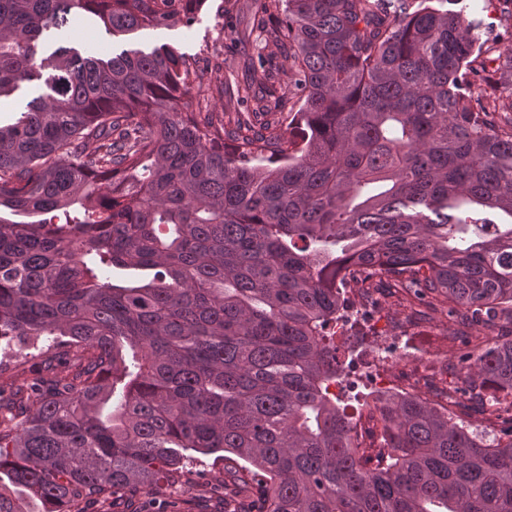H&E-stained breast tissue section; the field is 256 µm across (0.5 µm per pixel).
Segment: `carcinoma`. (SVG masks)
<instances>
[{
	"label": "carcinoma",
	"instance_id": "carcinoma-1",
	"mask_svg": "<svg viewBox=\"0 0 512 512\" xmlns=\"http://www.w3.org/2000/svg\"><path fill=\"white\" fill-rule=\"evenodd\" d=\"M205 2L0 0V99L48 87L0 124V209L38 217L0 216V343L82 352L0 399V512L162 496L190 451L245 462L224 512L254 485L250 512H512V431L391 393L369 453L332 391L349 279L481 327L464 383L512 396V56L484 76L512 0L499 31L478 0H250L292 76L260 57L219 112L174 49L64 40L74 14L119 37Z\"/></svg>",
	"mask_w": 512,
	"mask_h": 512
}]
</instances>
